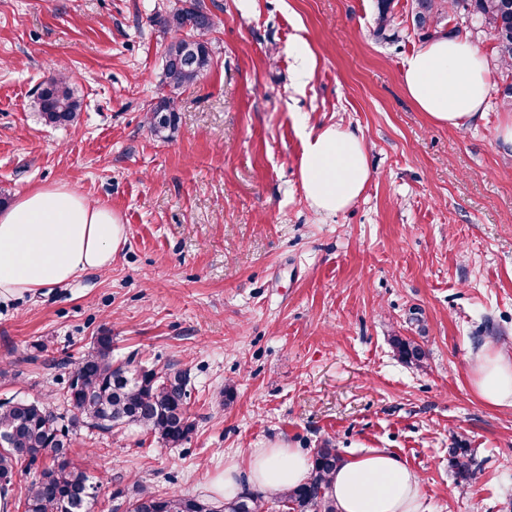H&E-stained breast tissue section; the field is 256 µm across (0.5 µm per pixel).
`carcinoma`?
Listing matches in <instances>:
<instances>
[{
	"instance_id": "1",
	"label": "carcinoma",
	"mask_w": 512,
	"mask_h": 512,
	"mask_svg": "<svg viewBox=\"0 0 512 512\" xmlns=\"http://www.w3.org/2000/svg\"><path fill=\"white\" fill-rule=\"evenodd\" d=\"M451 18L471 31L491 30L500 64L512 72V0H415L412 21L416 28L436 32ZM393 22V0H377L376 36L387 38ZM159 24L170 35L164 76L171 95L149 109L150 129L157 135L176 125L179 92L194 85L210 66L206 34L215 21L201 0H177ZM31 107L46 123L59 126L73 122L81 104L68 75L60 71L40 84ZM392 343L407 361L421 363L426 357L420 345L406 338L395 336ZM190 397L185 372L169 366L161 371L147 369L133 356L116 360L112 337H96L65 387L64 411L39 400L0 403V498L7 499L13 491L17 466L40 463L39 478L24 501L25 512H89L95 485L87 470L73 465L68 457L78 429L136 426L174 448L194 428L188 415ZM340 462L336 449L326 443L314 451L308 479L301 485L273 492L248 491L220 504L143 490L130 505V512H269L271 503L287 512H336L326 486Z\"/></svg>"
}]
</instances>
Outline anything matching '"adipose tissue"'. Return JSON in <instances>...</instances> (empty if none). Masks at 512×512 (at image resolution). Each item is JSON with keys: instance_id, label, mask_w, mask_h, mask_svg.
<instances>
[{"instance_id": "1", "label": "adipose tissue", "mask_w": 512, "mask_h": 512, "mask_svg": "<svg viewBox=\"0 0 512 512\" xmlns=\"http://www.w3.org/2000/svg\"><path fill=\"white\" fill-rule=\"evenodd\" d=\"M403 89L419 111L440 126L461 127L484 113L488 70L480 51L461 38H439L406 60ZM372 177L364 141L336 125L306 135L300 178L320 213L351 206ZM126 241V226L111 208L88 202L59 183L31 190L0 210V296H22L71 282L81 273L111 267ZM474 387L488 404L512 406V356L480 357ZM307 455L294 448H262L228 464L211 486L216 499L270 491L306 481ZM328 495L337 512H427L419 474L387 449L342 461Z\"/></svg>"}]
</instances>
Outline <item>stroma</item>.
Returning <instances> with one entry per match:
<instances>
[{
    "label": "stroma",
    "instance_id": "1",
    "mask_svg": "<svg viewBox=\"0 0 512 512\" xmlns=\"http://www.w3.org/2000/svg\"><path fill=\"white\" fill-rule=\"evenodd\" d=\"M174 0H0V202L66 182L112 208L126 241L109 269L0 300V400L63 408L57 362L109 333L116 356L187 372L195 428L176 448L130 426L81 429L69 457L98 486L91 512H127L141 489L203 499L233 459L282 445L341 457L385 448L422 479L428 512H512V406L485 403L473 369L512 349V117L490 31L482 118L432 123L403 90L428 40L394 0H203L212 63L179 96L168 137L148 110ZM312 73L294 83L295 45ZM65 70L82 101L53 126L31 108ZM362 136L372 177L343 212L310 207L306 129ZM400 335L428 354L400 360ZM233 385L225 395V385ZM474 458L461 478L452 451Z\"/></svg>",
    "mask_w": 512,
    "mask_h": 512
}]
</instances>
